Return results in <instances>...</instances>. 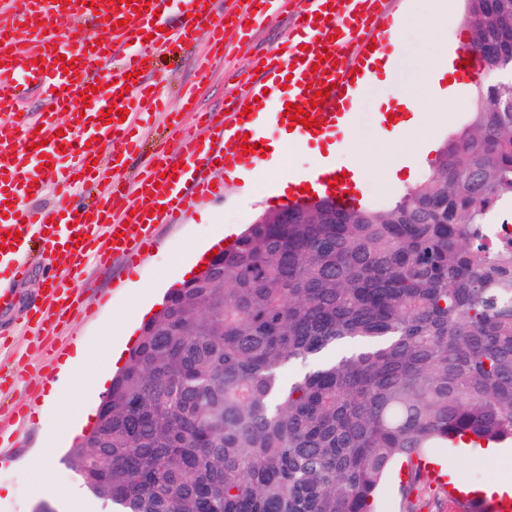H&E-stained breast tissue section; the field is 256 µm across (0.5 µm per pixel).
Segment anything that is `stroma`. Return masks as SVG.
Wrapping results in <instances>:
<instances>
[{
  "label": "stroma",
  "instance_id": "stroma-1",
  "mask_svg": "<svg viewBox=\"0 0 512 512\" xmlns=\"http://www.w3.org/2000/svg\"><path fill=\"white\" fill-rule=\"evenodd\" d=\"M445 2L447 19L442 32L436 33L422 23L423 0H389L392 15L408 14L412 21L396 48L401 65L388 90L412 91L421 111V122L414 136L393 142L384 138L378 125L374 100H366L360 106L347 141L369 160L364 169L362 193L367 205H388L402 194V187L387 185L391 167H398V176L403 180L409 178L418 183L428 176L436 165L438 150L467 128L477 108L478 84L474 81L456 89L457 102L451 108L424 93L426 75L441 55L469 37L464 25V0ZM290 29L288 15L266 18L252 35V52L225 57L223 66L201 75L195 71L193 59L207 51L209 35L206 27H198L181 51L155 62L152 79L167 88L170 103H178L185 84L196 82L201 86L202 108L224 107L240 75L251 69L254 53L284 42ZM195 123L196 116L191 112L181 113L175 125L160 113L144 115L137 128L144 154L152 155L156 143L173 139L178 127ZM419 141L424 144V155L413 161L411 167H403L404 155L412 153ZM315 160L309 149L289 158H271L262 180L250 191L226 180L223 170H213V177L224 183L222 194L199 203L179 223L159 225L157 246L138 265L117 263L104 274L94 265H87L75 286L92 312L80 321L63 325L56 342L36 336L24 313L27 306L41 299L46 284L47 272L39 254H32L26 280H10L0 274V281L7 282L17 296L13 309L0 310V374L8 378L7 384L0 386V453L7 458L6 464L0 465V512H37L45 502L53 512H112L110 504L90 493L83 501L69 502L68 490L81 484L82 479L68 464V444H61L51 466H43L36 457L62 421L79 415L96 421L103 400L102 393L93 390L90 375L79 374L70 378L60 404L45 409L50 382L57 380L62 365L75 355L77 345L92 346L99 358H106L102 336L107 328L127 318L138 324L148 319L159 308L165 293L173 288L181 266L196 252L209 250V223L224 225L226 237L235 238L264 210L282 205L283 196L274 191L281 177L309 168ZM445 458L450 476L458 485H484L501 474L512 475V447L506 456L493 461L476 450L463 455L452 450Z\"/></svg>",
  "mask_w": 512,
  "mask_h": 512
}]
</instances>
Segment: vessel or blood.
Wrapping results in <instances>:
<instances>
[{
    "label": "vessel or blood",
    "instance_id": "obj_1",
    "mask_svg": "<svg viewBox=\"0 0 512 512\" xmlns=\"http://www.w3.org/2000/svg\"><path fill=\"white\" fill-rule=\"evenodd\" d=\"M180 2L174 14L168 0H134L129 7L118 0H0V265L23 275L18 260L35 240L47 252L61 248L68 256L66 267L48 275L45 303L27 312L38 335H52L82 309V295L69 282L88 261L102 271L115 261L136 262L156 245L157 225L174 223L195 202L222 193V183L209 175L214 166L229 173L261 162L264 129L284 120L286 103L316 121L309 129L294 123L298 138L317 140L349 127L358 107L356 82L393 26L385 0H297L287 46L265 55L257 78L237 83L228 117L200 113L199 131L180 133L128 185L119 174L138 148L129 135L144 107L162 102L146 74L154 51L179 46L198 26H209L212 52L199 64L207 72L248 44L229 40L225 18L256 23L286 0H211L204 11L195 0ZM65 8L76 20L105 27V42L72 45L53 26ZM454 68L459 79L471 80L482 65L461 46ZM93 84L97 94L83 99ZM324 89L328 98L312 105ZM33 95L42 101L35 112L27 107ZM257 97L262 107H254ZM112 106L116 114L103 122V110ZM115 140L125 142L123 153L103 155L104 144ZM245 141L253 152L243 151ZM313 180L337 208L357 204L353 176L339 177L327 166ZM50 188L51 208L28 205V197Z\"/></svg>",
    "mask_w": 512,
    "mask_h": 512
}]
</instances>
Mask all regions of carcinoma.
<instances>
[{"label": "carcinoma", "instance_id": "1", "mask_svg": "<svg viewBox=\"0 0 512 512\" xmlns=\"http://www.w3.org/2000/svg\"><path fill=\"white\" fill-rule=\"evenodd\" d=\"M500 79L433 172L384 208L300 210L177 288L112 378L71 468L113 512H414L440 448L512 443V0H465Z\"/></svg>", "mask_w": 512, "mask_h": 512}]
</instances>
